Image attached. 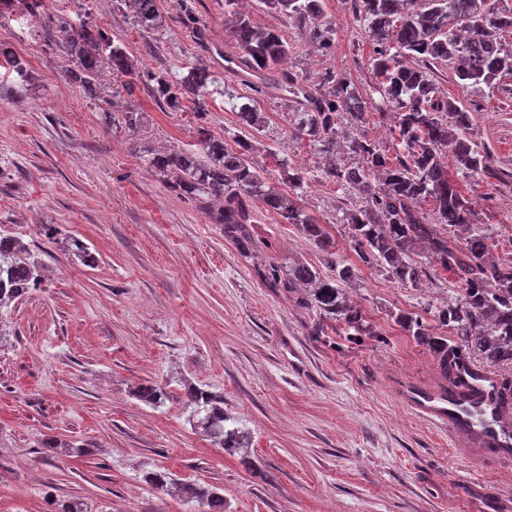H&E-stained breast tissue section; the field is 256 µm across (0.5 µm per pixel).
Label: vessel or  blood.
<instances>
[{"label":"vessel or blood","mask_w":512,"mask_h":512,"mask_svg":"<svg viewBox=\"0 0 512 512\" xmlns=\"http://www.w3.org/2000/svg\"><path fill=\"white\" fill-rule=\"evenodd\" d=\"M407 406L429 424L463 438L467 448H504L512 445V427L494 414L496 394L492 380L472 384L465 392L451 394L423 387L407 388Z\"/></svg>","instance_id":"1"}]
</instances>
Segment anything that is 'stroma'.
Here are the masks:
<instances>
[{"instance_id":"1","label":"stroma","mask_w":512,"mask_h":512,"mask_svg":"<svg viewBox=\"0 0 512 512\" xmlns=\"http://www.w3.org/2000/svg\"><path fill=\"white\" fill-rule=\"evenodd\" d=\"M159 28L138 26L124 0H55L45 16L77 15L125 44L141 70L175 73L202 62L217 79L209 110L168 112L143 83L107 82L102 99L137 110L134 131L106 120L101 101L68 86L65 54L21 12L0 16V43L27 67L20 84L0 75V232L17 237L44 267L40 288L12 303L0 338V512H47V489L92 512H196L172 492L144 483L148 470L209 483L226 512H512V463L497 449L470 459L406 408L408 383L441 387L432 357L397 323L409 312L435 326L437 311L460 294L452 277L422 262L418 285L401 284L358 256L344 212L362 197L325 176L329 161L353 168L360 155L328 157L297 138L291 95L254 96L261 124L245 128L229 96L240 79L216 65L213 43H237L224 30V0H157ZM251 22L281 30L288 69L308 84L327 72L347 78L367 102L358 121L336 120L338 141L357 137L388 158L402 147L377 90L374 46L351 0H325L333 49L322 54L260 0L241 7ZM439 92L472 114L470 137L488 151L491 174L463 178L462 194L489 235L495 261L512 262V75L494 86L466 84L435 68ZM205 126L228 146L246 138L250 159L324 224L332 248L314 246L292 224L257 207L253 246L241 254L198 203L147 172L149 147L187 148ZM286 159L287 169L276 165ZM305 184L290 189L288 170ZM97 257H72L70 239ZM354 265L342 287L372 332L346 335L307 300L305 289L266 287L258 272L304 264L322 277ZM166 385L155 409L135 396ZM192 383L222 394L251 442L231 456L187 421L181 397ZM88 448L89 456H47L46 438Z\"/></svg>"}]
</instances>
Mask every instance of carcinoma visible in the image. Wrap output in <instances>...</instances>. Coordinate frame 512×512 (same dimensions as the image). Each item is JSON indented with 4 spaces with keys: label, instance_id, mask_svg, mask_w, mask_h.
I'll return each mask as SVG.
<instances>
[{
    "label": "carcinoma",
    "instance_id": "cac0c4a2",
    "mask_svg": "<svg viewBox=\"0 0 512 512\" xmlns=\"http://www.w3.org/2000/svg\"><path fill=\"white\" fill-rule=\"evenodd\" d=\"M134 9L140 26L158 24L156 0H124ZM265 8L288 21L299 34L327 52L332 49L331 29L322 24L324 0H260ZM498 0H352L356 17L365 26L375 48L373 71L380 91L394 108L398 135L404 154L386 161L370 144L354 140L350 149L366 156L367 165L341 169L331 165L326 177L364 197V206L345 214L360 258L388 268L402 284H417L421 266L413 255L425 250L440 267L452 273L461 288L460 299L439 310L438 323L448 330L441 334L419 319L400 313L396 321L417 344L426 347L443 370L448 383L463 364L478 357L485 363L512 369V263L498 264L487 257L488 235L476 222L471 207L461 195L456 173L476 176L489 170L487 156L466 136L471 113L464 106L439 94L432 80L436 64L451 65L454 75L474 85L493 84L497 77L512 74V51L502 43L503 32L512 31V8L496 5ZM238 0H224L226 30L238 43L250 74L254 93L280 90L303 99L296 112L297 132L324 150L332 144L336 120L347 112L360 120L366 101L350 84L334 74H325L314 87L300 84L282 68L289 47L277 28L258 27L237 10ZM55 44L69 58L71 67L64 81L89 98H99L103 77L139 78L123 44L107 31L80 17L63 20ZM0 62L25 81L26 64L0 44ZM154 99L170 112L182 110L185 99L195 113L208 112L212 72L201 63L183 77L171 72L147 73ZM242 125L256 127L259 113L244 103L231 104ZM237 148L224 146V139L197 127L194 149L145 150L143 166L163 179L179 195L200 202L224 234L248 247L242 237L245 225L255 222L256 203L294 224L318 248L330 246V237L288 194L280 192L249 159L251 144L236 141ZM434 203L438 224L447 233L440 236L422 212L424 202ZM69 251L92 267L96 258L85 244L72 240ZM336 276L325 279L308 266L296 265L284 272L272 265L261 277L274 288L310 286L309 297L316 308L345 326L354 336L370 334L365 315L348 305L340 284L355 276V268L337 262ZM43 282V268L30 260L13 236L0 234V321L3 310ZM139 400L151 407L166 405V388L154 382L141 385ZM187 421L229 455L248 447L242 426H226L224 396L202 386H190L181 398ZM149 486L173 491L197 504L199 512H224V495L210 484L181 481L167 470L144 475ZM49 512H89L77 499H60L45 494Z\"/></svg>",
    "mask_w": 512,
    "mask_h": 512
}]
</instances>
